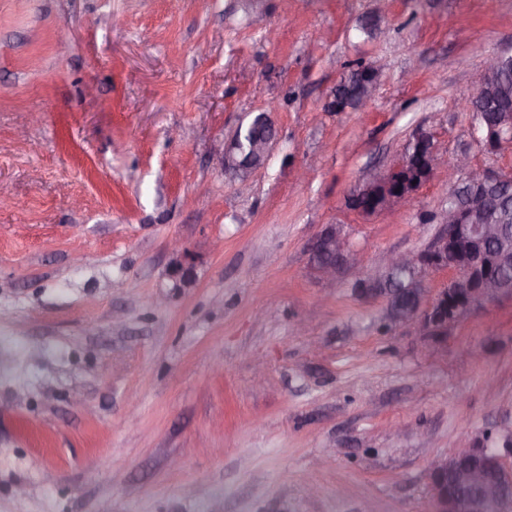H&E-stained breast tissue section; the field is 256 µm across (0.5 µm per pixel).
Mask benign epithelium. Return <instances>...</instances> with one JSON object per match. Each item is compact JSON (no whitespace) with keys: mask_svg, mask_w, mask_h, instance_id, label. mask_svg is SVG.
Instances as JSON below:
<instances>
[{"mask_svg":"<svg viewBox=\"0 0 512 512\" xmlns=\"http://www.w3.org/2000/svg\"><path fill=\"white\" fill-rule=\"evenodd\" d=\"M492 57L476 77V86L493 76L511 58ZM485 132L477 138L484 149L493 151L503 144L512 145V122L503 119L498 125L477 126ZM416 142L428 146L432 170H441L449 189L466 188L463 202L441 212L444 229L430 245L415 256L395 254L388 267L404 269L421 282L439 272L448 273V282L434 292L420 289L409 304L399 293L363 274L355 280L357 291L364 296H382L386 311L393 313L394 326H411L421 336L441 338L461 317L470 311L503 298L512 299V286L504 284L501 271L512 268V240L498 224H479L475 215L492 208L490 191L512 183V169L475 168L466 155L448 161L436 157L430 136L421 132ZM235 146L220 150L224 164L234 170L250 169V160L233 158ZM312 260L318 274L327 281L336 279L342 267H355L358 257L350 243L328 224L313 239ZM501 446L486 435L477 442H466L451 456L432 463L427 471L434 512H512V427L498 433Z\"/></svg>","mask_w":512,"mask_h":512,"instance_id":"obj_1","label":"benign epithelium"}]
</instances>
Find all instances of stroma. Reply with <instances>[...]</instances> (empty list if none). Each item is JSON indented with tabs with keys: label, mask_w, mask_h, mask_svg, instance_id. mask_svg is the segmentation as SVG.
<instances>
[{
	"label": "stroma",
	"mask_w": 512,
	"mask_h": 512,
	"mask_svg": "<svg viewBox=\"0 0 512 512\" xmlns=\"http://www.w3.org/2000/svg\"><path fill=\"white\" fill-rule=\"evenodd\" d=\"M0 0V512H432L429 466L512 423V300L439 342L327 287L379 274L448 186L349 206L415 136L476 143L512 0ZM381 82L330 110L357 61ZM248 180L215 154L256 113ZM180 239L185 250L173 252ZM311 254L318 274L327 281L336 279L338 269L355 267L359 262L344 234L333 224L326 225L313 239Z\"/></svg>",
	"instance_id": "obj_1"
}]
</instances>
